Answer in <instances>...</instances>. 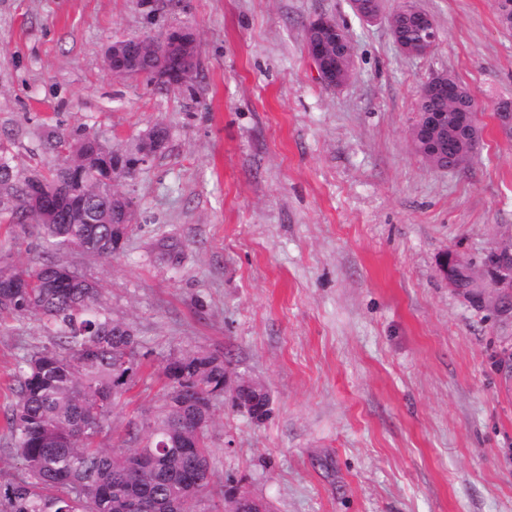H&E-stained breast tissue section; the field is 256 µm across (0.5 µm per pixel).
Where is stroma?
Here are the masks:
<instances>
[{"instance_id":"obj_1","label":"stroma","mask_w":512,"mask_h":512,"mask_svg":"<svg viewBox=\"0 0 512 512\" xmlns=\"http://www.w3.org/2000/svg\"><path fill=\"white\" fill-rule=\"evenodd\" d=\"M438 43L424 57L363 23L349 0H0V154L47 174L59 138L90 131L128 150L160 124L166 146L113 190L133 227L115 257L54 252L99 286L148 358L101 443L163 404L173 350L223 356L268 389L262 421L217 400L211 482L234 479L273 512H512V312L475 303L440 271L512 241V141L492 107L512 98V30L496 0H421ZM348 30L353 75L316 77L304 30ZM173 25L195 30L192 90L116 80L105 48ZM454 74L478 101L483 141L464 169L416 153L419 87ZM45 249L0 210V262ZM32 317L0 323V480L18 473L5 417L17 362L48 346Z\"/></svg>"}]
</instances>
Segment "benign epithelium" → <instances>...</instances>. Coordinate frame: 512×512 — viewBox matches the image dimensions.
I'll list each match as a JSON object with an SVG mask.
<instances>
[{"mask_svg":"<svg viewBox=\"0 0 512 512\" xmlns=\"http://www.w3.org/2000/svg\"><path fill=\"white\" fill-rule=\"evenodd\" d=\"M383 0H351L354 13L366 23L382 19L392 24L393 18L385 16ZM413 32V39L396 41L404 53L421 57L434 50L437 30L433 17L420 6L419 0H404L397 10ZM307 29L312 36L304 39L306 53L317 73L318 79L332 87L347 83L353 70L352 47L343 25L333 18L319 15L311 20ZM199 42L195 31L189 27H172L161 34L145 40L141 37H127L107 46L103 62L115 79H126L141 75V62L152 63L155 80L163 85L186 86L194 75V62L198 56ZM418 94H425L443 102L436 109L418 110L411 127V143L419 154L440 169L461 168L462 160L475 156L483 139L475 112L476 106L465 107L466 98H475L473 91H464L462 86L447 72L432 74L419 88ZM494 121L500 135L512 139V102L500 100L494 104ZM166 138L160 136L158 127H152L139 138L136 150L125 152L107 146L99 136L72 143L65 153L75 161L64 164L68 174L67 183L52 184L43 175L27 178V207L30 213L45 219H60L69 210L83 209L82 197L84 169L93 166L102 172L101 183L110 188L121 177H131L163 151ZM132 208L125 203L122 221L113 228L112 241L102 245L117 250L132 223ZM491 277H480L472 284L471 298L478 303L501 305L509 308L512 296V247L502 245L491 252L486 259ZM466 261L450 250L441 262V272L448 284L457 287V271ZM267 393L260 384L239 377L224 368V389L221 394L230 398L237 409L256 418L268 409L259 403L257 395ZM225 512H271L268 503L239 488L224 495Z\"/></svg>","mask_w":512,"mask_h":512,"instance_id":"obj_1","label":"benign epithelium"}]
</instances>
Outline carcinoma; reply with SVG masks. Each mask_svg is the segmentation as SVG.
<instances>
[{
    "label": "carcinoma",
    "instance_id": "obj_1",
    "mask_svg": "<svg viewBox=\"0 0 512 512\" xmlns=\"http://www.w3.org/2000/svg\"><path fill=\"white\" fill-rule=\"evenodd\" d=\"M0 187L16 202L11 219L33 224L46 249H75L110 257L100 242L112 236L110 224H47L26 213L25 180L0 162ZM85 217H98L111 201L96 174L84 175ZM29 288H0V314L36 317L53 344L18 362V400L7 419L12 453L20 474L0 481V512H175L192 498L191 512H209L208 502L224 496L209 490L206 431L208 405L184 406L169 372L187 373L192 386L208 394L224 385V358L206 350L170 352L161 369L167 378L162 406L147 423L156 447L103 448L100 435L111 426L112 407L134 385L143 365L138 337L122 331L124 322L99 301L96 288L80 287L82 275L52 257L27 268Z\"/></svg>",
    "mask_w": 512,
    "mask_h": 512
}]
</instances>
